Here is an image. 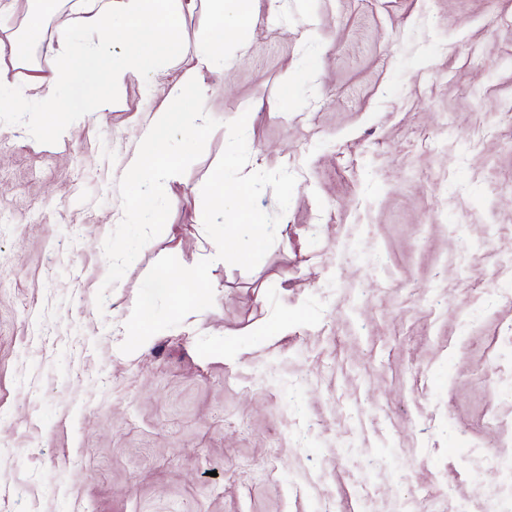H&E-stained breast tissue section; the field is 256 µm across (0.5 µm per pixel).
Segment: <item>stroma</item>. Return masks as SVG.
I'll use <instances>...</instances> for the list:
<instances>
[{"instance_id": "1", "label": "stroma", "mask_w": 512, "mask_h": 512, "mask_svg": "<svg viewBox=\"0 0 512 512\" xmlns=\"http://www.w3.org/2000/svg\"><path fill=\"white\" fill-rule=\"evenodd\" d=\"M242 42L202 75L220 128L101 307L127 158L185 66L77 120L30 82L59 64L54 23L10 66L27 107L0 112V512H486V459L512 458V0H258ZM242 115L247 171L297 177L250 271L200 248ZM166 255L211 259L214 304L122 353Z\"/></svg>"}]
</instances>
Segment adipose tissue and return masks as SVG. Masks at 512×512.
I'll list each match as a JSON object with an SVG mask.
<instances>
[{"label": "adipose tissue", "instance_id": "1", "mask_svg": "<svg viewBox=\"0 0 512 512\" xmlns=\"http://www.w3.org/2000/svg\"><path fill=\"white\" fill-rule=\"evenodd\" d=\"M51 0H31L32 21L23 37L0 42V93L7 92V62L25 58L26 45L38 42L43 18L54 16ZM201 17L205 37L195 63L180 79L178 92L167 95L162 109L141 131L139 144L129 155L126 172L130 184L145 175H161L177 164L173 139L193 148L203 140L201 113L192 103L203 93V71L224 64V47L251 21L255 0H206ZM197 0H87L76 17L56 26L55 52L62 62L59 71L36 76L43 86L46 111L82 114L89 109L106 111L110 100L101 90L102 78L120 85L129 77L148 78L163 59L177 60L184 53L182 24ZM95 34L85 44V34Z\"/></svg>", "mask_w": 512, "mask_h": 512}]
</instances>
